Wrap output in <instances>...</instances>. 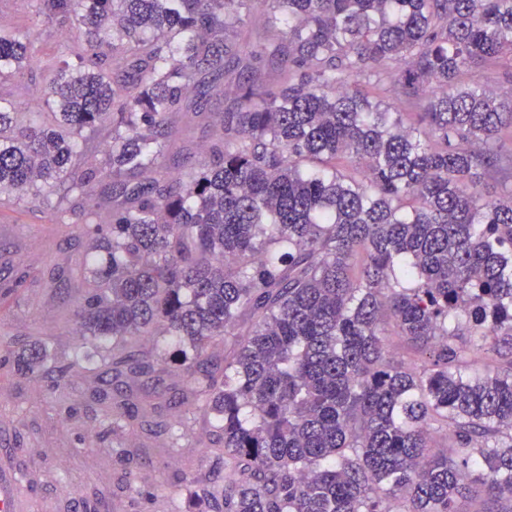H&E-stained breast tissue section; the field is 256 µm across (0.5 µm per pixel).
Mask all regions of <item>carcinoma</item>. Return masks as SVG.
<instances>
[{"label": "carcinoma", "instance_id": "1", "mask_svg": "<svg viewBox=\"0 0 512 512\" xmlns=\"http://www.w3.org/2000/svg\"><path fill=\"white\" fill-rule=\"evenodd\" d=\"M255 3L278 82H238L204 163L154 177L189 90L263 63L237 39ZM40 14L85 29L69 50L83 66L30 84L34 27L0 29V206L26 200L54 224L81 210L79 328L112 338L114 370L144 373L138 337H174L224 441V512L512 498V91L459 81L512 62V0H41ZM19 95L48 106L42 122ZM495 176L506 195L489 199ZM387 315L417 357L390 360ZM245 317L220 379L202 356ZM486 346L507 368L467 374ZM47 359L35 342L14 366ZM129 411L121 390L112 431Z\"/></svg>", "mask_w": 512, "mask_h": 512}]
</instances>
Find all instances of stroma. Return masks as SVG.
I'll return each instance as SVG.
<instances>
[{
	"mask_svg": "<svg viewBox=\"0 0 512 512\" xmlns=\"http://www.w3.org/2000/svg\"><path fill=\"white\" fill-rule=\"evenodd\" d=\"M30 24L38 37L31 73L46 86L57 74L61 48L79 33L39 14L37 0H0V28ZM203 100L205 115L183 118L158 178L176 174L185 160H204L229 104L223 83ZM82 227L81 215L61 228L24 201L0 208V277L14 270L24 278L0 299V469L21 476L26 512H190L194 495L217 498L224 490L222 444L202 414L178 402L192 380L165 361L170 337L139 340L155 361L154 374H125L118 386L105 384L111 340L78 333ZM55 269L60 278H52ZM38 340L49 353L42 371L22 375L7 366L12 353ZM119 387L133 391L138 417L116 434L105 396ZM175 424L181 434L174 439Z\"/></svg>",
	"mask_w": 512,
	"mask_h": 512,
	"instance_id": "1",
	"label": "stroma"
}]
</instances>
